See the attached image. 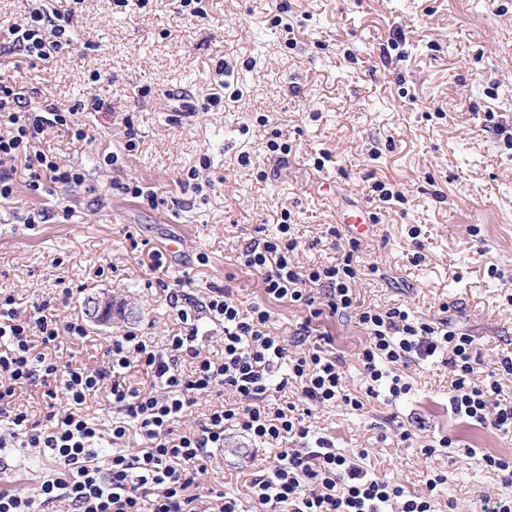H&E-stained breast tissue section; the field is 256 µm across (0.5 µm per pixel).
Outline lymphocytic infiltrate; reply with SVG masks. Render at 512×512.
Masks as SVG:
<instances>
[{
    "instance_id": "f902f5d3",
    "label": "lymphocytic infiltrate",
    "mask_w": 512,
    "mask_h": 512,
    "mask_svg": "<svg viewBox=\"0 0 512 512\" xmlns=\"http://www.w3.org/2000/svg\"><path fill=\"white\" fill-rule=\"evenodd\" d=\"M79 0L60 7H38L22 23L0 30V56L18 55L48 61L69 49L66 30L73 24ZM73 112L44 102L33 112L26 90L0 78V200L13 196L17 174L28 189L48 193L58 186L83 185V169L60 164L40 144L47 128L72 127L75 140H86L74 126ZM299 246L293 225L282 223L274 235H257L237 261L260 275L265 294L301 308L305 317L293 332L301 351L289 356L283 337L267 330L270 313L260 305H243L228 290L201 300L183 289L167 292L183 326L168 347L133 331L113 337L101 366L89 368L63 357L61 337L86 335L79 319H61L59 310L73 297L72 289L35 305L21 317L13 295H0V448H35L54 464L34 495L0 492V512H52L65 505L69 512H242L236 498L223 492L203 493L200 478L224 446V433L233 429L253 441L275 446L272 462L250 482L256 512H436V495L448 476L438 468L425 475L422 493L371 474L358 460L346 456L325 437H313L295 403L278 405L275 396L300 386L309 405L335 403L362 409L365 398H399L411 386L397 366H410L446 355L454 375L448 391L452 413L473 425L512 434V396H505L498 380L471 381L475 371L473 337L446 319L410 315L401 305L381 308L359 302L356 284L363 271L360 242L348 239L337 247L334 261L302 267L295 260ZM355 316L368 341L358 354L365 378V395L349 393L342 360L333 338L316 333L320 317ZM223 328L224 356H203V321ZM151 373L150 387H132L121 375L131 365ZM38 388L46 413L32 418L14 402L18 390ZM105 393L125 418L102 430L87 408L90 396ZM223 396L192 431L174 436L176 421L190 417L199 396ZM67 408H55L57 396ZM135 421L142 448L123 450L128 421ZM112 445L106 465H97V449Z\"/></svg>"
}]
</instances>
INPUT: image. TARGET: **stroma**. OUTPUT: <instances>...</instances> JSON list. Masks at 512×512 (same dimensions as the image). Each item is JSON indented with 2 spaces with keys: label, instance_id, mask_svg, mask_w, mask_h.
<instances>
[{
  "label": "stroma",
  "instance_id": "35a3bbf8",
  "mask_svg": "<svg viewBox=\"0 0 512 512\" xmlns=\"http://www.w3.org/2000/svg\"><path fill=\"white\" fill-rule=\"evenodd\" d=\"M279 2L204 0L206 16L190 19L180 0H82L71 53L0 65V76L31 89V107L95 96L110 106L80 113L89 141L59 126L44 134V149L85 169L83 186L36 195L20 181L0 202V291L29 311L72 288L65 318L83 316L94 295L125 306L127 317L89 325L85 341L63 338V353L89 367L114 336L132 330L162 348L180 331L166 284L199 300L230 287L267 308L271 332L285 337L301 311L266 297L259 275L237 264L240 249L256 227L271 234L286 217L299 228V264L326 263L336 256L328 226L361 206L372 223L361 258L378 268L359 283L361 299L447 316L473 336L487 375L512 356V149L502 137L512 132V0H289L293 49L272 24ZM398 29L400 54L386 58ZM211 97L218 105L203 111ZM278 133L290 154L269 151ZM110 152L120 157L113 168L102 162ZM130 177L157 194V207L112 192V180ZM378 180L404 202L374 200ZM494 267L503 278L491 277ZM319 329L333 337L350 389L363 391L364 329L334 318ZM451 379L432 358L411 366V391L392 403L325 406L309 422L344 454L367 450L370 472L408 490H422L427 464L447 470L439 512H478L512 495L482 460L512 456V436L454 416ZM400 423L414 432L404 443ZM440 436L454 447L425 458ZM269 454L227 432L201 482L250 512L249 481ZM52 472L34 449L0 450V491L33 494Z\"/></svg>",
  "mask_w": 512,
  "mask_h": 512
}]
</instances>
